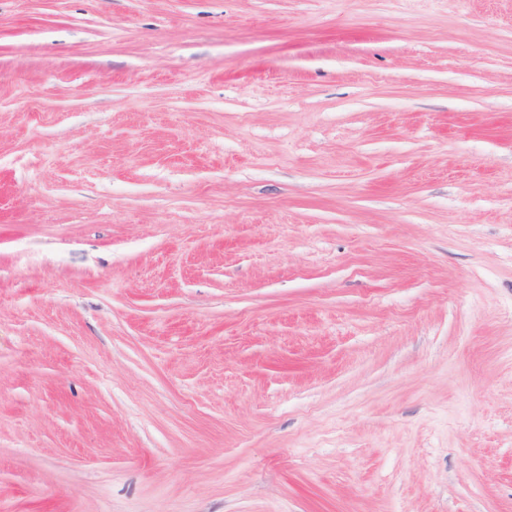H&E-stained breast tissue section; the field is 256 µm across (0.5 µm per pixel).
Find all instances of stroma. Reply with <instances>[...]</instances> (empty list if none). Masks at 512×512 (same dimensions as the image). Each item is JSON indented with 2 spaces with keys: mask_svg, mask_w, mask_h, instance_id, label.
Returning <instances> with one entry per match:
<instances>
[{
  "mask_svg": "<svg viewBox=\"0 0 512 512\" xmlns=\"http://www.w3.org/2000/svg\"><path fill=\"white\" fill-rule=\"evenodd\" d=\"M0 512H512V0H0Z\"/></svg>",
  "mask_w": 512,
  "mask_h": 512,
  "instance_id": "35a3bbf8",
  "label": "stroma"
}]
</instances>
